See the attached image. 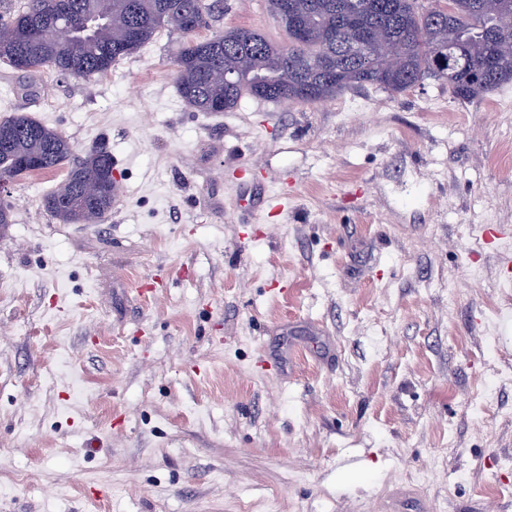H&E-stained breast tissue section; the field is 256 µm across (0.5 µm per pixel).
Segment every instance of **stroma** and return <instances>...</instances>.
<instances>
[{
  "label": "stroma",
  "instance_id": "35a3bbf8",
  "mask_svg": "<svg viewBox=\"0 0 512 512\" xmlns=\"http://www.w3.org/2000/svg\"><path fill=\"white\" fill-rule=\"evenodd\" d=\"M282 43L267 0L198 39ZM160 29L109 74L0 63L120 180L96 224L9 187L0 512H512V82L198 112Z\"/></svg>",
  "mask_w": 512,
  "mask_h": 512
}]
</instances>
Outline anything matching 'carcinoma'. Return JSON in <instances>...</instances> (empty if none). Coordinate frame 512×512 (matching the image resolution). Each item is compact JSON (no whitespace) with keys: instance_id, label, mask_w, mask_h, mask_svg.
I'll return each mask as SVG.
<instances>
[{"instance_id":"obj_1","label":"carcinoma","mask_w":512,"mask_h":512,"mask_svg":"<svg viewBox=\"0 0 512 512\" xmlns=\"http://www.w3.org/2000/svg\"><path fill=\"white\" fill-rule=\"evenodd\" d=\"M0 0V60L26 75L48 68L61 75L90 78L106 75L112 65L148 44L162 28L188 38L176 60L175 82L183 100L199 112H212L210 102L235 109L245 96L262 97L263 79L274 72L277 95L301 103L332 99L348 89L374 86L394 97L426 79L448 86L459 101H470L512 81V11L503 0H446L423 15L417 0H294L308 16L313 41L282 46L260 32L233 29L206 40L195 38L214 18L215 0H26L23 6ZM351 14L389 45L398 67L382 56L369 60L348 49L354 33L339 27L341 14ZM75 30L58 41L60 24ZM459 42L460 61L437 67L433 55ZM25 57V66L16 58ZM235 69L237 83L224 88L223 70ZM0 178L24 174L22 158L48 152V170L68 166L62 184L44 200L62 224H94L112 210L113 199L100 182L112 156L96 146L72 160L70 140L25 113L0 119Z\"/></svg>"}]
</instances>
